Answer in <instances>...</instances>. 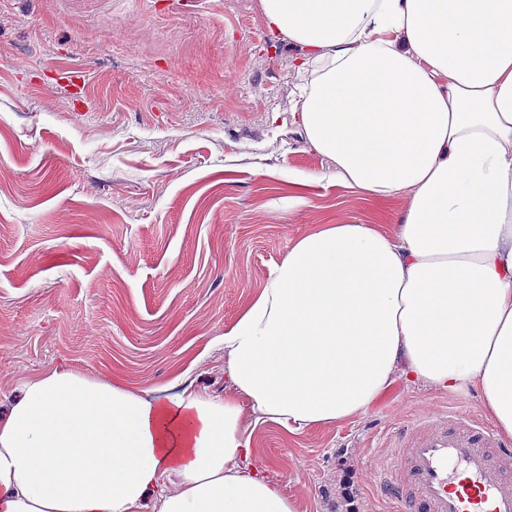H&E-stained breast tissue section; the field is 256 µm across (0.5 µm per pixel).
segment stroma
Here are the masks:
<instances>
[{"label":"stroma","mask_w":512,"mask_h":512,"mask_svg":"<svg viewBox=\"0 0 512 512\" xmlns=\"http://www.w3.org/2000/svg\"><path fill=\"white\" fill-rule=\"evenodd\" d=\"M302 54L260 0H0V398L59 366L223 395L220 338L292 243L389 228L404 198H363L309 146ZM452 407L479 416L482 397L400 383L353 419L254 439L299 512H335L349 469L360 512H389L388 430Z\"/></svg>","instance_id":"obj_1"}]
</instances>
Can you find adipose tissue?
Returning a JSON list of instances; mask_svg holds the SVG:
<instances>
[{
	"instance_id": "ef3b65f1",
	"label": "adipose tissue",
	"mask_w": 512,
	"mask_h": 512,
	"mask_svg": "<svg viewBox=\"0 0 512 512\" xmlns=\"http://www.w3.org/2000/svg\"><path fill=\"white\" fill-rule=\"evenodd\" d=\"M260 5L306 51L311 148L405 212L290 247L224 333L223 397L28 378L0 414V512H298L252 425H333L401 381L478 389L512 440V0Z\"/></svg>"
}]
</instances>
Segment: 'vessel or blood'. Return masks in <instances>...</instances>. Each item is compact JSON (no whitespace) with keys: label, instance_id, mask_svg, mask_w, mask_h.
<instances>
[{"label":"vessel or blood","instance_id":"vessel-or-blood-1","mask_svg":"<svg viewBox=\"0 0 512 512\" xmlns=\"http://www.w3.org/2000/svg\"><path fill=\"white\" fill-rule=\"evenodd\" d=\"M380 490L404 512H512V444L471 415L413 417L386 439Z\"/></svg>","mask_w":512,"mask_h":512}]
</instances>
